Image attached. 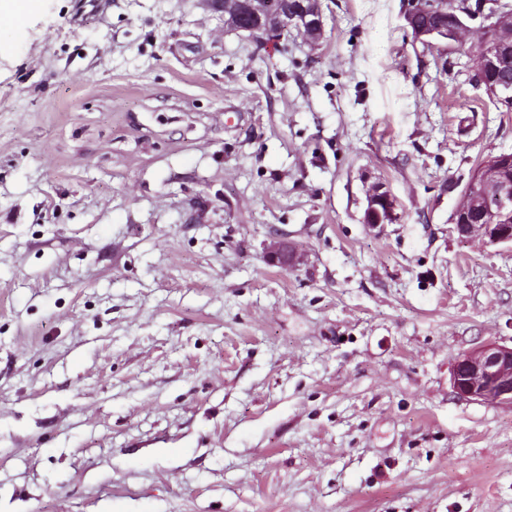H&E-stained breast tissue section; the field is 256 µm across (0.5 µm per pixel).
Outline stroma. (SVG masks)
Listing matches in <instances>:
<instances>
[{
	"label": "stroma",
	"instance_id": "obj_1",
	"mask_svg": "<svg viewBox=\"0 0 512 512\" xmlns=\"http://www.w3.org/2000/svg\"><path fill=\"white\" fill-rule=\"evenodd\" d=\"M413 5L323 0L316 47L211 0L0 26V512H512V408L451 384L512 347V246L452 223L512 112ZM366 196L368 197L365 207L367 220L369 221L368 225L377 228L382 224H387L386 221L383 222V209H385L388 218H393L396 208L395 198L390 191L383 184L375 183L369 187Z\"/></svg>",
	"mask_w": 512,
	"mask_h": 512
}]
</instances>
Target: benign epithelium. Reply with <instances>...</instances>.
<instances>
[{"mask_svg": "<svg viewBox=\"0 0 512 512\" xmlns=\"http://www.w3.org/2000/svg\"><path fill=\"white\" fill-rule=\"evenodd\" d=\"M224 13V24L255 37L269 32L271 23L286 25L300 33L312 46L320 45L324 35L321 0H215ZM480 20L484 30L505 26L497 8H486L482 0L454 16L448 27L421 28L414 18L407 19L418 39L425 43L444 42L457 46L456 30L468 22ZM501 46H487L482 51L483 67L477 78L486 83L487 73L496 68ZM489 189L471 204V209L454 213L453 224L457 233L487 245L512 244V224H496L497 215L512 211V183L503 182L493 168L482 170ZM395 198L380 183L369 187L366 214L369 226H382L383 217H394ZM451 383L461 398L512 407V347L489 344L460 355L453 366Z\"/></svg>", "mask_w": 512, "mask_h": 512, "instance_id": "obj_1", "label": "benign epithelium"}]
</instances>
